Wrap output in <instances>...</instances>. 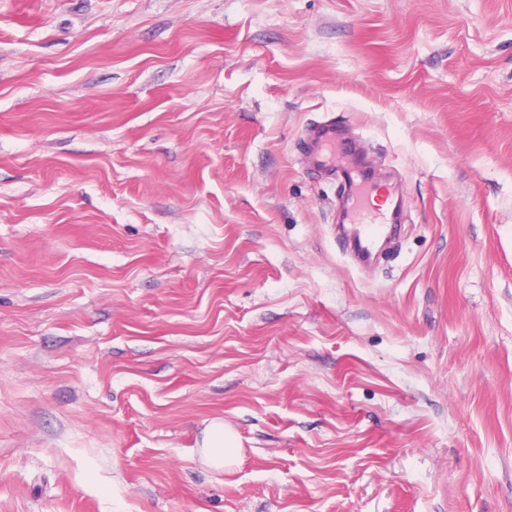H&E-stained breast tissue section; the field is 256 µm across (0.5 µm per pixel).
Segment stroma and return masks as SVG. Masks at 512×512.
<instances>
[{
	"label": "stroma",
	"instance_id": "obj_1",
	"mask_svg": "<svg viewBox=\"0 0 512 512\" xmlns=\"http://www.w3.org/2000/svg\"><path fill=\"white\" fill-rule=\"evenodd\" d=\"M0 512H512V0H0ZM316 166L332 171L347 190L344 202V222L352 224L346 230V238L352 256L360 264L370 262L377 241L394 232L389 219L378 221L369 215L370 186L372 177L358 163L352 166H336V157L344 155L347 148L336 127L321 129L317 143ZM240 441L220 420L212 421L203 431L200 452L204 461L217 470L230 467L237 460Z\"/></svg>",
	"mask_w": 512,
	"mask_h": 512
}]
</instances>
